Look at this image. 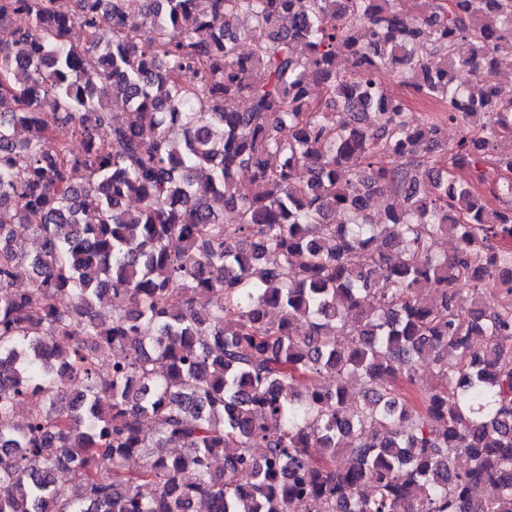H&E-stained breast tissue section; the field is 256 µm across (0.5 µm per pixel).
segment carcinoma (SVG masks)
<instances>
[{"label":"carcinoma","instance_id":"obj_1","mask_svg":"<svg viewBox=\"0 0 512 512\" xmlns=\"http://www.w3.org/2000/svg\"><path fill=\"white\" fill-rule=\"evenodd\" d=\"M400 2L0 0V512H512V0ZM385 77L386 83L388 84L389 89L399 96L400 98L406 100L412 109V114L416 117L421 115L422 111V103L418 100L413 99L409 93L406 86L403 84V79L401 78L398 72H393L392 70L385 71L382 74Z\"/></svg>","mask_w":512,"mask_h":512}]
</instances>
